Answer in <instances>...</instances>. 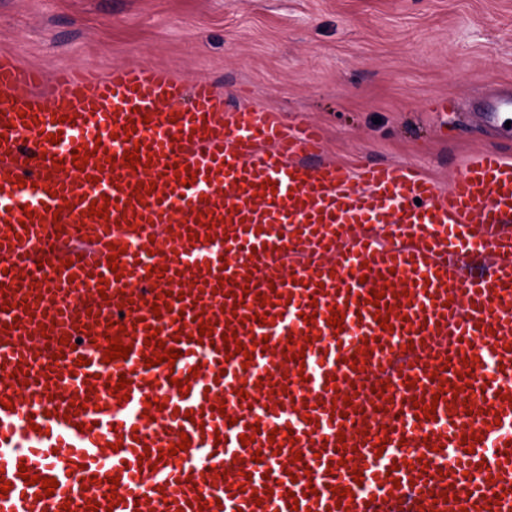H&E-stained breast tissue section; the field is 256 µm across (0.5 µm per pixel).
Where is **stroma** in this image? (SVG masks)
<instances>
[{"label":"stroma","mask_w":512,"mask_h":512,"mask_svg":"<svg viewBox=\"0 0 512 512\" xmlns=\"http://www.w3.org/2000/svg\"><path fill=\"white\" fill-rule=\"evenodd\" d=\"M0 53L41 73L46 100L64 70L205 80L231 107L315 126L323 160L447 189L483 151L512 160V138L472 117L512 86V0H0Z\"/></svg>","instance_id":"1"}]
</instances>
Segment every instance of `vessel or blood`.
Listing matches in <instances>:
<instances>
[{"label":"vessel or blood","mask_w":512,"mask_h":512,"mask_svg":"<svg viewBox=\"0 0 512 512\" xmlns=\"http://www.w3.org/2000/svg\"><path fill=\"white\" fill-rule=\"evenodd\" d=\"M39 81L0 55V512H289L292 497L299 512H512V162L482 153L446 190L409 167L324 162L314 126L229 108L206 81L64 71L47 104ZM504 110L512 94L480 118ZM143 170L157 189L140 196ZM104 197L106 215L91 214ZM56 220L103 228L50 257V288L75 294L57 326L49 299L29 300L42 276L28 259ZM50 325L76 341L57 359L22 342ZM153 327L175 363L147 366ZM232 330L259 345L248 367L226 356ZM115 336L132 350L108 363ZM291 336L314 337L304 360L285 361ZM248 378L271 380L272 398L242 397ZM420 406L436 412L416 419ZM29 475L56 479L53 495Z\"/></svg>","instance_id":"vessel-or-blood-1"}]
</instances>
